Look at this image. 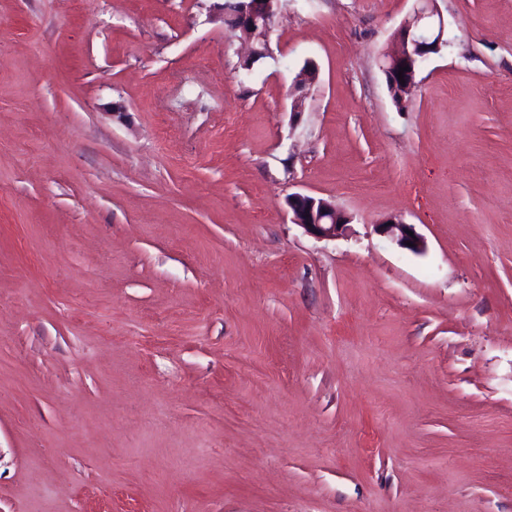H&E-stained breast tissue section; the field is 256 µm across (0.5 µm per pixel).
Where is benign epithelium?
I'll return each mask as SVG.
<instances>
[{
  "label": "benign epithelium",
  "mask_w": 512,
  "mask_h": 512,
  "mask_svg": "<svg viewBox=\"0 0 512 512\" xmlns=\"http://www.w3.org/2000/svg\"><path fill=\"white\" fill-rule=\"evenodd\" d=\"M437 0H425V7H415L399 26L397 35L398 49L388 55L382 70L392 79L393 92L400 98H406L416 86V74L422 63L432 54H437L446 45L444 40L445 22L437 9ZM272 0H247L242 12L239 13L238 29L247 33L246 41H269ZM408 67L403 72L404 81H399L400 68ZM313 84L309 71L305 70L291 88L292 114L301 113L302 102L305 101L309 87ZM288 209L291 223L301 227L307 234L318 240H334L342 236L351 217L333 203L307 194L293 193L288 196ZM379 235L389 238L398 247L420 254L424 252V238L415 232L412 224L399 219H388L376 225Z\"/></svg>",
  "instance_id": "benign-epithelium-1"
}]
</instances>
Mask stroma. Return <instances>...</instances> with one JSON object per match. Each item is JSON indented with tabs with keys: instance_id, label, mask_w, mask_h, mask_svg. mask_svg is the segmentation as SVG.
<instances>
[{
	"instance_id": "35a3bbf8",
	"label": "stroma",
	"mask_w": 512,
	"mask_h": 512,
	"mask_svg": "<svg viewBox=\"0 0 512 512\" xmlns=\"http://www.w3.org/2000/svg\"><path fill=\"white\" fill-rule=\"evenodd\" d=\"M223 2L0 0V512H512V0ZM273 0H245V2L251 3L246 4L242 12H239L240 1L224 2V15L228 17V21L236 26L238 23V15L240 25L237 27L244 33H248L245 36V40L251 44L250 54L255 50L254 40H261L266 42V46L269 53V35L271 33V22L273 21L272 10L270 9ZM267 6L264 8V5ZM238 13V15H237ZM418 2V1H417ZM437 0H425V7L417 6L399 26L398 49L389 54L382 63V70L392 79L393 92L406 101L416 86V74L422 63L432 54H437L446 45L444 40L445 22L437 9ZM402 33V34H401ZM408 66L403 72L405 83L399 81L400 67ZM308 64L312 65L315 68L314 79L311 80L308 69L303 70L301 78L297 79V81L292 86L290 95L293 99L291 103V113L293 114V116H297L299 113H301V108L303 105L300 104L305 101V99L307 98L309 87L316 81L318 77V69L315 66V64H313L312 62H308ZM288 209L291 223L318 240H336L351 222V217L333 203L307 194H290ZM376 228L379 235L389 238L402 249L420 254L426 248L424 238L416 232L414 225L406 224L402 220L388 219L376 224ZM408 231L413 232V236H410ZM408 241H411V246L407 245Z\"/></svg>"
}]
</instances>
